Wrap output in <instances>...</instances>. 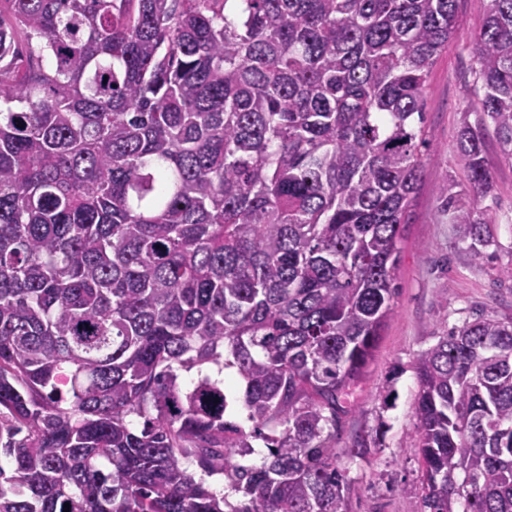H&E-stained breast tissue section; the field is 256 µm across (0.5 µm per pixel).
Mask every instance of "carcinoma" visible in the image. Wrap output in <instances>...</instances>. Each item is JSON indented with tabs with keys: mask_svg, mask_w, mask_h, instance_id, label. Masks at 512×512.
Instances as JSON below:
<instances>
[{
	"mask_svg": "<svg viewBox=\"0 0 512 512\" xmlns=\"http://www.w3.org/2000/svg\"><path fill=\"white\" fill-rule=\"evenodd\" d=\"M456 5L0 0V512H349L336 428L394 314ZM474 52L472 203L445 207L480 260L512 0ZM414 371L418 512H512V319Z\"/></svg>",
	"mask_w": 512,
	"mask_h": 512,
	"instance_id": "1",
	"label": "carcinoma"
}]
</instances>
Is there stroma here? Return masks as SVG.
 Returning a JSON list of instances; mask_svg holds the SVG:
<instances>
[{"label": "stroma", "instance_id": "1", "mask_svg": "<svg viewBox=\"0 0 512 512\" xmlns=\"http://www.w3.org/2000/svg\"><path fill=\"white\" fill-rule=\"evenodd\" d=\"M488 0H457L458 32L435 60L424 97L426 139L423 181L403 232L396 271L395 313L355 393V410L336 433L337 464L349 479L350 512H417L420 461L415 446L414 398L417 354L447 328L481 313L512 318V281L496 277L512 263V161L494 133L485 159L493 176L480 207L493 225L494 243L475 261L444 205V193L464 190L457 139L462 119L476 120V68L472 43ZM376 439L366 458L349 456L356 440Z\"/></svg>", "mask_w": 512, "mask_h": 512}]
</instances>
